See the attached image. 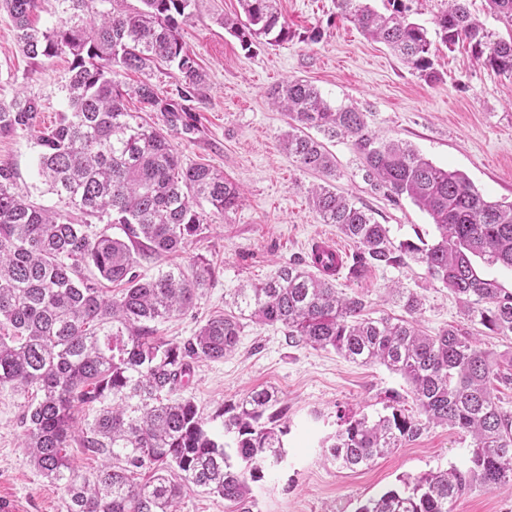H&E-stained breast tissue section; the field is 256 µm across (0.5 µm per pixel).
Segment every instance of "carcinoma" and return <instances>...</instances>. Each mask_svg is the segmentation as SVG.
Wrapping results in <instances>:
<instances>
[{
    "label": "carcinoma",
    "mask_w": 512,
    "mask_h": 512,
    "mask_svg": "<svg viewBox=\"0 0 512 512\" xmlns=\"http://www.w3.org/2000/svg\"><path fill=\"white\" fill-rule=\"evenodd\" d=\"M56 2V25L42 29L35 23L40 0H0L29 59L72 57L69 110L53 124L39 126L41 104L33 97L17 93L0 102V137L34 135L42 183L63 203L54 209L34 202L14 171L0 166V387L33 395L23 414L26 459L64 488L68 512H176L182 484L171 471L224 498L232 512H252V485L287 455L279 391L254 389L218 409L221 436L179 394L195 363L222 360L236 348L245 316L280 326L293 346L379 363L409 384L416 416L394 393L384 415L341 417L327 446L339 467L368 466L430 425L473 437L463 467L404 479L357 512H453L469 491L511 489L512 410L499 404L491 381L512 384V358L505 362L481 348L467 329L425 333L416 320L423 302L411 290L393 288L404 316L370 317L364 298L338 290L335 275L289 262L273 279L237 289L240 316L211 317L181 341L154 335L152 324L195 306L214 269L200 255L192 257L189 275L173 268L146 278L137 268L203 238L211 224L202 204L225 216L242 201L238 184L208 165H183L171 142L173 136L191 141L198 132L188 102L200 94L205 74L179 33L194 0H140L142 8L132 12L124 0ZM335 2L366 37L432 76L433 42L408 18L404 0H387V14L365 0ZM447 2L435 19L441 43L451 49L466 42L486 68L512 75V32L503 38L487 29L472 16L469 0ZM240 3L247 23L227 16L223 24L243 49L258 36L275 43L294 37L277 0ZM486 3L512 27V0ZM160 62L179 73L175 99L147 78L125 90L112 79L119 70L144 74ZM269 96L288 118L283 142L300 167L336 178L333 155L305 130L331 140L349 137L366 178L392 201L410 199L438 232L431 243L419 232L397 242L369 210L320 184L311 190L316 213L355 246L342 259L347 277L420 262L462 304L467 320L512 335V292L474 263L479 258L512 270V202H493L464 174L434 165L406 143L379 138L364 113L332 108L306 81H284ZM129 98L160 114L163 126L128 111ZM73 211L121 225L124 237L88 232L90 224L72 221ZM105 281L121 286V295L108 294ZM79 406L95 411L92 421H77ZM75 439L112 463L80 473L68 451ZM139 469L151 476L134 481Z\"/></svg>",
    "instance_id": "carcinoma-1"
}]
</instances>
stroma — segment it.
I'll return each mask as SVG.
<instances>
[{"instance_id":"stroma-1","label":"stroma","mask_w":512,"mask_h":512,"mask_svg":"<svg viewBox=\"0 0 512 512\" xmlns=\"http://www.w3.org/2000/svg\"><path fill=\"white\" fill-rule=\"evenodd\" d=\"M295 35L270 44L266 39L242 49L225 31L222 19L241 14L239 0H196L180 35L206 75L191 103L199 131L193 141L175 140L183 164H207L241 185L244 200L228 215H213L211 228L188 252L157 258L141 267L151 277L172 267L189 269L191 256L206 257L215 275L192 310L158 323L159 336L181 340L209 317L233 315L237 288L275 277L280 266L307 258L317 239L334 237L344 253L354 244L335 225L322 223L309 198L318 174L299 167L284 150L287 124L267 98L288 79L314 85L333 107L366 112L380 136L408 142L437 166L465 174L489 200H512V75L487 69L468 44L438 46L433 77L404 64L386 45L364 36L342 16L334 0H278ZM318 39H311L313 30ZM70 77L66 57L34 61L21 52L15 29L0 11V101L23 92L39 100L42 124L66 111ZM336 187L372 210L388 225L394 240L437 231L429 215L403 198L393 202L364 177L349 140L334 139ZM39 149L34 138H0V165L12 167L17 184L33 200L58 206L38 176ZM401 281L423 301L418 316L428 333L468 321L447 289L432 284L426 268L410 262L401 269H376L353 280L336 279L338 288L363 295L372 316H401L389 287ZM276 388L288 412V456L253 488L254 512H355L360 501L397 484L401 477L463 466L471 437L445 427H429L394 453L356 470L326 459L322 440L335 433L339 414L383 413L390 394L406 396L407 382L378 364L360 365L334 350L290 347L281 327L245 321L235 353L220 361L195 364L185 396L191 397L213 429L214 414L263 387ZM26 393L0 388V490L25 498L30 512H68L63 487L51 483L25 459L22 414Z\"/></svg>"}]
</instances>
